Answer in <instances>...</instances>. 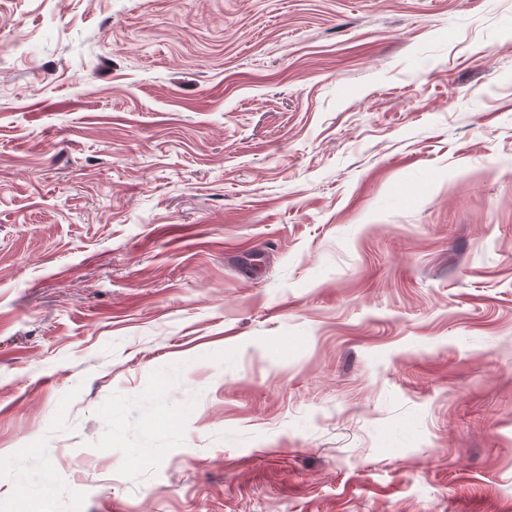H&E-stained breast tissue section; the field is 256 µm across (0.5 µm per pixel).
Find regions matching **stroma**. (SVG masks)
Listing matches in <instances>:
<instances>
[{
    "label": "stroma",
    "mask_w": 512,
    "mask_h": 512,
    "mask_svg": "<svg viewBox=\"0 0 512 512\" xmlns=\"http://www.w3.org/2000/svg\"><path fill=\"white\" fill-rule=\"evenodd\" d=\"M0 512H512V0H0Z\"/></svg>",
    "instance_id": "1"
}]
</instances>
